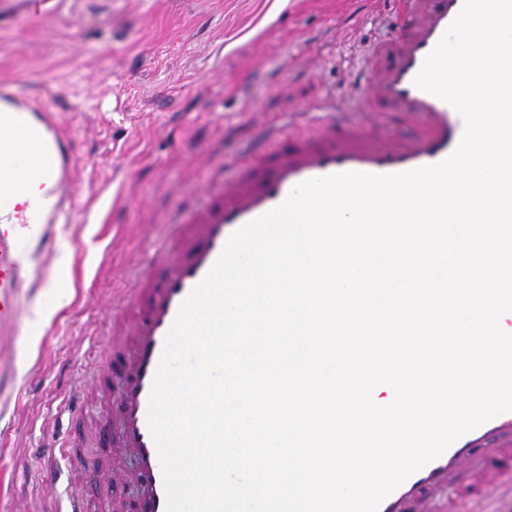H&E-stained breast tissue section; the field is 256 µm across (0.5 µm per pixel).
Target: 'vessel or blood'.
Wrapping results in <instances>:
<instances>
[{"instance_id":"1","label":"vessel or blood","mask_w":512,"mask_h":512,"mask_svg":"<svg viewBox=\"0 0 512 512\" xmlns=\"http://www.w3.org/2000/svg\"><path fill=\"white\" fill-rule=\"evenodd\" d=\"M385 32L356 68L342 99L315 112H299L287 129L274 130L273 148L258 146L239 160L231 178L214 175L200 205H179L171 214L173 245L148 254L135 273V288L115 304L107 340L112 366L97 371L82 398L70 406L71 430L58 453L66 465L79 460L77 426L89 404L108 408L120 399L118 445L136 463L137 512H167V496L148 408L166 336L181 305L212 269L228 239L246 223L280 206L301 182L332 174H393L434 165L458 146L462 116L447 102L414 84L425 58L463 6V0H388ZM43 136L34 149L51 155L35 177L51 182L64 200L73 178V145L51 109H43ZM43 232L25 241L15 225L0 222V327L15 325L20 299L35 287L33 265L53 249ZM448 512L467 505L490 512L492 499H512V411L501 413L455 440L439 457L406 478L378 512H432L441 497Z\"/></svg>"}]
</instances>
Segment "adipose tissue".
<instances>
[{
	"mask_svg": "<svg viewBox=\"0 0 512 512\" xmlns=\"http://www.w3.org/2000/svg\"><path fill=\"white\" fill-rule=\"evenodd\" d=\"M36 118L28 110L0 105V155L14 157L13 165H0V212L22 213L26 224L39 223L50 200L41 181L30 171L39 164L36 155L19 152L21 130L35 127Z\"/></svg>",
	"mask_w": 512,
	"mask_h": 512,
	"instance_id": "obj_1",
	"label": "adipose tissue"
}]
</instances>
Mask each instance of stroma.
Segmentation results:
<instances>
[{"mask_svg": "<svg viewBox=\"0 0 512 512\" xmlns=\"http://www.w3.org/2000/svg\"><path fill=\"white\" fill-rule=\"evenodd\" d=\"M376 18L374 0H37L0 30V77L60 110L77 140L69 192L92 216L55 225L37 275L56 287L22 296L20 325L0 333V512H65L41 477L60 460L34 450L108 362L102 332L160 241L165 203L340 92ZM38 309L51 316L36 329ZM109 460L89 445L73 486L96 512H133L132 465L107 483Z\"/></svg>", "mask_w": 512, "mask_h": 512, "instance_id": "1", "label": "stroma"}]
</instances>
